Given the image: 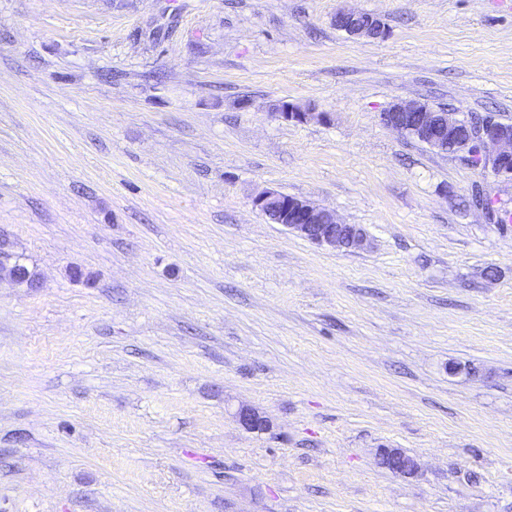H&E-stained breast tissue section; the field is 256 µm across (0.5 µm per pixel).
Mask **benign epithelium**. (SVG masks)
Masks as SVG:
<instances>
[{
	"instance_id": "obj_1",
	"label": "benign epithelium",
	"mask_w": 512,
	"mask_h": 512,
	"mask_svg": "<svg viewBox=\"0 0 512 512\" xmlns=\"http://www.w3.org/2000/svg\"><path fill=\"white\" fill-rule=\"evenodd\" d=\"M356 22L359 29L357 36L384 39L388 36L386 24L371 13L339 10L335 23ZM274 115L281 121L289 123H306L311 119L323 122L330 120L328 112H307L288 103L279 104ZM383 124L402 135L413 134L431 149L446 153L448 146L456 152L470 153L476 148L489 169L495 176L512 177V126L495 118L470 117V137L464 141L459 136L461 115L456 111L438 112L422 102L411 99H398L381 113ZM254 206L261 213H276L279 224L290 233L306 239L318 246L332 250L361 249L368 243L364 228L357 224L349 225L345 232L337 231L343 223L336 218V213L328 208L315 205L293 197H286L277 190H265L254 199ZM238 424L248 432L267 428L268 423L258 413L248 407L240 408L236 413ZM378 463L391 473L409 477L416 473L418 466L415 459L398 448H381Z\"/></svg>"
}]
</instances>
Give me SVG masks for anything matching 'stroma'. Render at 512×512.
<instances>
[{"instance_id":"35a3bbf8","label":"stroma","mask_w":512,"mask_h":512,"mask_svg":"<svg viewBox=\"0 0 512 512\" xmlns=\"http://www.w3.org/2000/svg\"><path fill=\"white\" fill-rule=\"evenodd\" d=\"M399 99L512 122V0H0V512H512V179ZM344 21L358 23L360 28L353 35L371 39H385L388 36L386 24L374 14L354 10L337 11L335 23L338 24ZM278 108L274 109V115L281 121L289 123H306L311 119H317L323 122L330 120L328 112H307L301 107L293 106L288 103L278 104ZM254 206L265 217L274 211L279 224L290 233L306 239L318 246L332 250H351L364 248L368 243V235L364 228L357 224H343L336 218V213L328 208L320 207L293 197H286L277 190H265L254 199ZM274 215L267 217L268 221ZM348 225L349 230L339 232L336 227ZM377 460L379 464L398 476H412L418 469L415 459L398 448L379 449Z\"/></svg>"}]
</instances>
